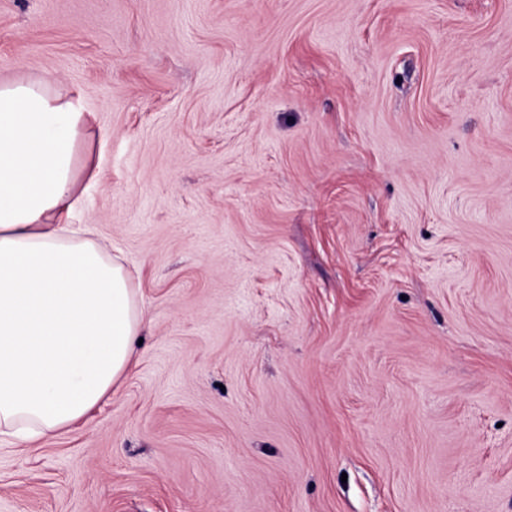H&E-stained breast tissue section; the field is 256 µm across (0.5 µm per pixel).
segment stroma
Wrapping results in <instances>:
<instances>
[{
  "label": "stroma",
  "mask_w": 512,
  "mask_h": 512,
  "mask_svg": "<svg viewBox=\"0 0 512 512\" xmlns=\"http://www.w3.org/2000/svg\"><path fill=\"white\" fill-rule=\"evenodd\" d=\"M41 77L149 324L0 512H512V0H0Z\"/></svg>",
  "instance_id": "1"
}]
</instances>
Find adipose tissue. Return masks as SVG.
Returning <instances> with one entry per match:
<instances>
[{
    "mask_svg": "<svg viewBox=\"0 0 512 512\" xmlns=\"http://www.w3.org/2000/svg\"><path fill=\"white\" fill-rule=\"evenodd\" d=\"M88 118L49 80L0 81V437L66 432L119 388L147 314L95 224H73Z\"/></svg>",
    "mask_w": 512,
    "mask_h": 512,
    "instance_id": "adipose-tissue-1",
    "label": "adipose tissue"
}]
</instances>
